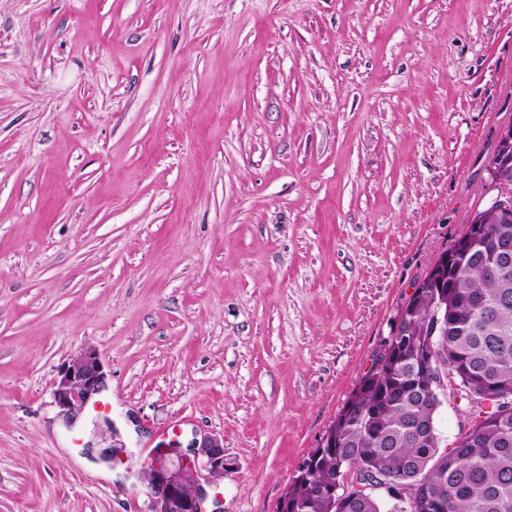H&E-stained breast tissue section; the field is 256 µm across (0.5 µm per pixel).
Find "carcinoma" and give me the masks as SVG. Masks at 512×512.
Here are the masks:
<instances>
[{
	"mask_svg": "<svg viewBox=\"0 0 512 512\" xmlns=\"http://www.w3.org/2000/svg\"><path fill=\"white\" fill-rule=\"evenodd\" d=\"M512 223L487 221L473 232L470 255L454 265L429 268L431 285L402 303L413 307L400 321L403 344L386 345L373 356L349 400L366 414L341 410L326 430L334 446L319 450L309 478L288 486V505L276 512H332L330 498L316 486L349 468L388 479L406 492V502L360 494L349 512H512ZM448 310L445 328L434 314ZM431 349L434 369L458 378L469 403L492 411L440 448L434 423L442 402L430 399L418 358Z\"/></svg>",
	"mask_w": 512,
	"mask_h": 512,
	"instance_id": "cac0c4a2",
	"label": "carcinoma"
}]
</instances>
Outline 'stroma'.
I'll use <instances>...</instances> for the list:
<instances>
[{
    "label": "stroma",
    "mask_w": 512,
    "mask_h": 512,
    "mask_svg": "<svg viewBox=\"0 0 512 512\" xmlns=\"http://www.w3.org/2000/svg\"><path fill=\"white\" fill-rule=\"evenodd\" d=\"M511 122L512 0H0V512H151L209 434L276 512ZM106 388V373L99 355L94 351L80 354L54 383L53 399L60 410L72 415V412L85 409L96 396ZM101 405L99 400L92 407Z\"/></svg>",
    "instance_id": "35a3bbf8"
}]
</instances>
